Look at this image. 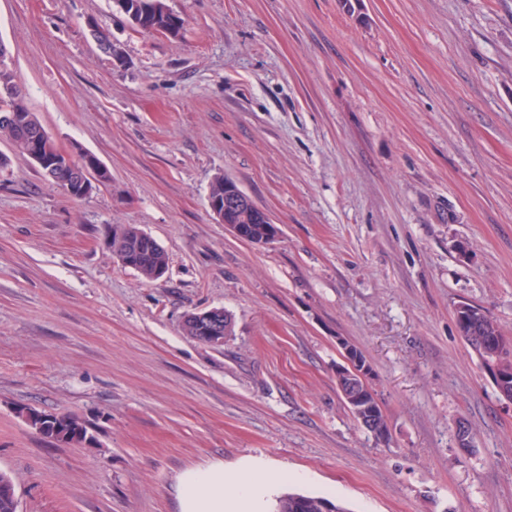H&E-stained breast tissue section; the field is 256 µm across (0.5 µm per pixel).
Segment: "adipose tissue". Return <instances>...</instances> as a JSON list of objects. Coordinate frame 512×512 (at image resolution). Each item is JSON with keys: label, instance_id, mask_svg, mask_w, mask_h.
I'll list each match as a JSON object with an SVG mask.
<instances>
[{"label": "adipose tissue", "instance_id": "adipose-tissue-1", "mask_svg": "<svg viewBox=\"0 0 512 512\" xmlns=\"http://www.w3.org/2000/svg\"><path fill=\"white\" fill-rule=\"evenodd\" d=\"M287 479L286 470L252 460L231 472L220 461L191 468L179 479L180 512H262Z\"/></svg>", "mask_w": 512, "mask_h": 512}]
</instances>
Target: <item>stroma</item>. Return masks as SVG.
I'll use <instances>...</instances> for the list:
<instances>
[{"label": "stroma", "mask_w": 512, "mask_h": 512, "mask_svg": "<svg viewBox=\"0 0 512 512\" xmlns=\"http://www.w3.org/2000/svg\"><path fill=\"white\" fill-rule=\"evenodd\" d=\"M167 3L176 39L112 0H0L30 109L112 174L73 198L0 136V471L18 512H179L185 470L247 458L349 512H512V401L456 323L469 302L512 336V0ZM220 173L273 241L215 219ZM119 224L164 247L161 279L118 262ZM212 307L234 322L217 347L182 330ZM346 343L388 442L336 387ZM27 407L88 439L40 434Z\"/></svg>", "instance_id": "obj_1"}]
</instances>
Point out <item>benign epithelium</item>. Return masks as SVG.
Listing matches in <instances>:
<instances>
[{
  "label": "benign epithelium",
  "instance_id": "7a95c632",
  "mask_svg": "<svg viewBox=\"0 0 512 512\" xmlns=\"http://www.w3.org/2000/svg\"><path fill=\"white\" fill-rule=\"evenodd\" d=\"M32 159L48 179L55 178L56 168L60 158L48 152V146L53 140L48 133L38 128L28 134ZM97 167L92 160H87L83 166L72 169V181L69 189L85 190ZM210 208L216 219L224 224V228L237 238L263 244L273 239L278 229L269 215L258 207L232 179L224 180V194L209 201ZM261 225V231H256L255 225ZM161 249L160 243L139 226L132 224L125 236L112 242V251L119 262L130 268L136 267L140 256ZM229 315L222 307H213L203 311L190 312L185 315L183 325L192 329L197 337L210 345L224 343V333L228 331ZM347 365L337 368V377L341 394L351 406L358 405L364 400V393L371 390L366 370L361 368L359 354L351 347H344Z\"/></svg>",
  "mask_w": 512,
  "mask_h": 512
}]
</instances>
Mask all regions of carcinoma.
Here are the masks:
<instances>
[{
	"label": "carcinoma",
	"instance_id": "1",
	"mask_svg": "<svg viewBox=\"0 0 512 512\" xmlns=\"http://www.w3.org/2000/svg\"><path fill=\"white\" fill-rule=\"evenodd\" d=\"M154 9L155 21L153 24L172 30V37L181 36L184 29V19L174 13L166 0H149ZM9 84L13 93L10 97L0 99V108L7 107L19 117L20 122L28 127H40L42 123L34 112L28 107L26 95L22 86L16 81L14 75L7 70H0V85ZM168 266V255L160 250L146 260V265L136 267L139 275L147 280H154L153 272L158 267ZM473 315L462 318L456 317L459 332L466 343L478 355L482 366L488 363L498 365L502 377L495 381L500 395L512 401V338L505 336L497 321L490 312L473 305ZM379 425L371 431L376 441L385 443L389 440L388 417L382 408H377ZM26 421L35 429L57 442L74 443L86 439V434L77 430L79 418L74 415H49L28 408L22 411ZM334 512H348L341 504L324 496L304 495L288 492L276 500L274 512H324L325 508ZM0 512H17V498L12 479L0 472Z\"/></svg>",
	"mask_w": 512,
	"mask_h": 512
}]
</instances>
